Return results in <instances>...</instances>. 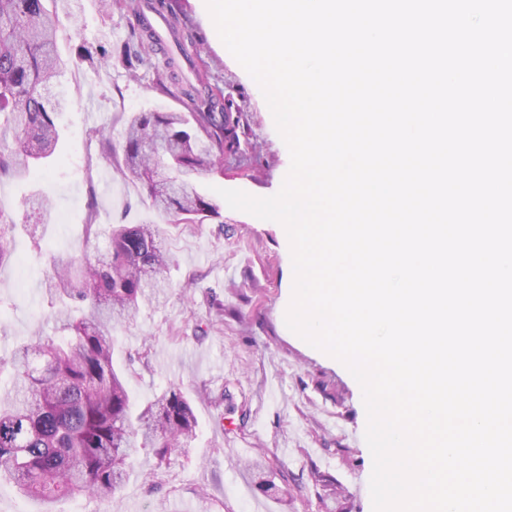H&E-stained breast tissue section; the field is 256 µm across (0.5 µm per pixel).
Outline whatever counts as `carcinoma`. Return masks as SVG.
<instances>
[{"instance_id":"cac0c4a2","label":"carcinoma","mask_w":512,"mask_h":512,"mask_svg":"<svg viewBox=\"0 0 512 512\" xmlns=\"http://www.w3.org/2000/svg\"><path fill=\"white\" fill-rule=\"evenodd\" d=\"M104 7L136 15L166 11L172 41L181 50L193 43L170 0H104ZM59 27L58 14L43 0H0V179L23 176L59 143L65 93H56L52 107L48 99L65 66L57 51ZM159 53L156 87H177L189 112H136L120 146L104 129L95 130L96 139L102 156L134 175L158 216L169 224H203L221 213L198 190V180L224 173V154L240 150L246 115L232 111L234 102L206 73L183 78L180 56L146 23L136 45L83 49L85 60L100 66H140ZM16 226L0 211V265ZM105 236L93 258L68 251L53 256L45 284L59 306L55 334L15 348L12 378L0 393V479L48 507L86 494L111 499L139 449L151 450L158 471L195 436L196 417L181 389L168 388L137 413L114 365L112 325L131 320L141 303L168 287L172 260L161 230L153 221L111 224Z\"/></svg>"}]
</instances>
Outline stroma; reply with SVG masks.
Here are the masks:
<instances>
[{
  "label": "stroma",
  "mask_w": 512,
  "mask_h": 512,
  "mask_svg": "<svg viewBox=\"0 0 512 512\" xmlns=\"http://www.w3.org/2000/svg\"><path fill=\"white\" fill-rule=\"evenodd\" d=\"M200 41L211 84L241 107L248 130L223 174L201 178L200 190L244 191L270 197L290 166L287 146L258 86L225 51L205 0H170ZM58 14L77 10L64 26L58 52L61 81L73 97L51 160L28 180H0V211L20 217L22 197L37 193L50 209L35 233L16 230L12 258L0 266V359L35 334L54 333V307L44 295L51 256L85 246V224H138L151 216L132 175L103 159L93 130L107 127L121 143L134 112H181L178 92L154 89L144 66L95 69L79 45L116 49L132 39L128 15L105 12L101 0H45ZM223 225L163 224L173 258L165 303L141 306L116 336L127 358L128 389L137 408L171 386L190 399L198 420L190 448L156 480L151 453L139 451L134 471L113 501L81 496L56 512H373L372 457L365 441L360 387L338 360L326 357L285 323L291 288L288 241L280 223L223 207ZM267 464L270 493L257 489L247 465ZM333 483L323 490L315 475Z\"/></svg>",
  "instance_id": "obj_1"
}]
</instances>
